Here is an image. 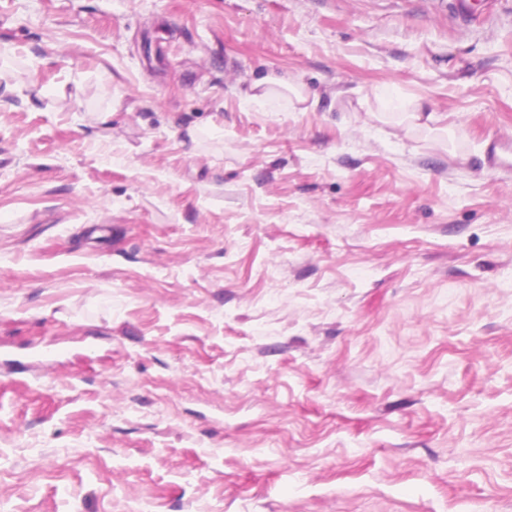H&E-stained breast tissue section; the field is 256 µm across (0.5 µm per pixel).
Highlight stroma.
I'll use <instances>...</instances> for the list:
<instances>
[{
	"label": "stroma",
	"mask_w": 512,
	"mask_h": 512,
	"mask_svg": "<svg viewBox=\"0 0 512 512\" xmlns=\"http://www.w3.org/2000/svg\"><path fill=\"white\" fill-rule=\"evenodd\" d=\"M501 135L512 0H0V512H512Z\"/></svg>",
	"instance_id": "obj_1"
}]
</instances>
